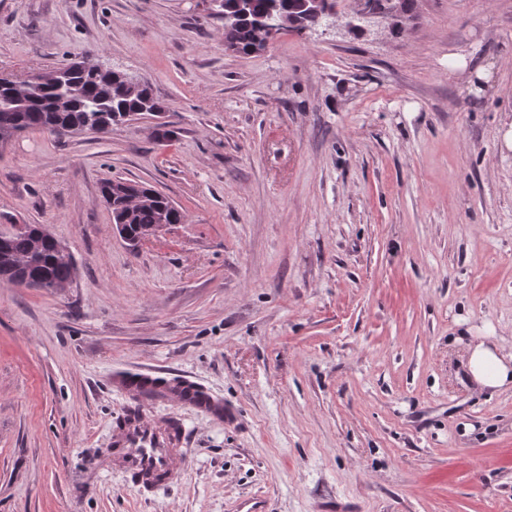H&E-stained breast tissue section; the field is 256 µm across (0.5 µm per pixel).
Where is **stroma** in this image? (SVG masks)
I'll use <instances>...</instances> for the list:
<instances>
[{
    "label": "stroma",
    "mask_w": 512,
    "mask_h": 512,
    "mask_svg": "<svg viewBox=\"0 0 512 512\" xmlns=\"http://www.w3.org/2000/svg\"><path fill=\"white\" fill-rule=\"evenodd\" d=\"M95 54L152 84L109 134L0 150V225L67 247L65 288L0 279V512H512V0H416L396 24L339 0L269 49L224 46L216 0H0V76ZM491 67L483 94L448 63ZM149 183L187 220L130 247L99 200ZM200 384L177 480L99 469L118 374ZM467 356L470 378L479 389L495 390L512 384V353L481 341L470 345Z\"/></svg>",
    "instance_id": "35a3bbf8"
}]
</instances>
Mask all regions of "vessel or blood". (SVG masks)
<instances>
[{
  "instance_id": "obj_1",
  "label": "vessel or blood",
  "mask_w": 512,
  "mask_h": 512,
  "mask_svg": "<svg viewBox=\"0 0 512 512\" xmlns=\"http://www.w3.org/2000/svg\"><path fill=\"white\" fill-rule=\"evenodd\" d=\"M123 390L128 398L145 403L161 400L174 406L189 407L215 418L224 408L196 383L175 380L145 370L127 373ZM185 430L176 429L171 417L140 411L123 413L112 428L111 446L100 458L107 471L124 474L144 492H154L171 484L183 462Z\"/></svg>"
}]
</instances>
